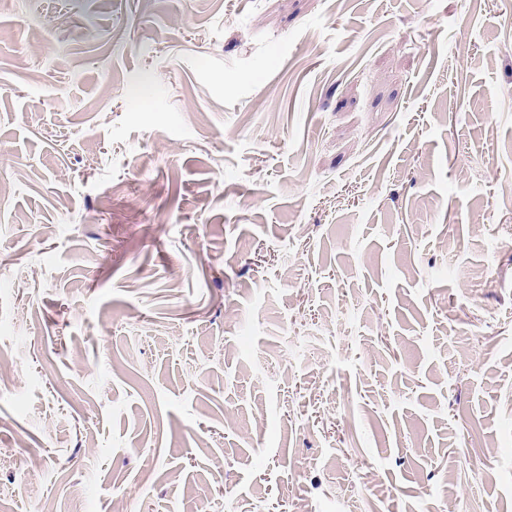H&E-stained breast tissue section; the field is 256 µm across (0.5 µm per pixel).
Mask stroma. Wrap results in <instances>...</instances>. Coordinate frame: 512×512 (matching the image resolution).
<instances>
[{
    "mask_svg": "<svg viewBox=\"0 0 512 512\" xmlns=\"http://www.w3.org/2000/svg\"><path fill=\"white\" fill-rule=\"evenodd\" d=\"M1 183L0 512H512V0H0Z\"/></svg>",
    "mask_w": 512,
    "mask_h": 512,
    "instance_id": "1",
    "label": "stroma"
}]
</instances>
